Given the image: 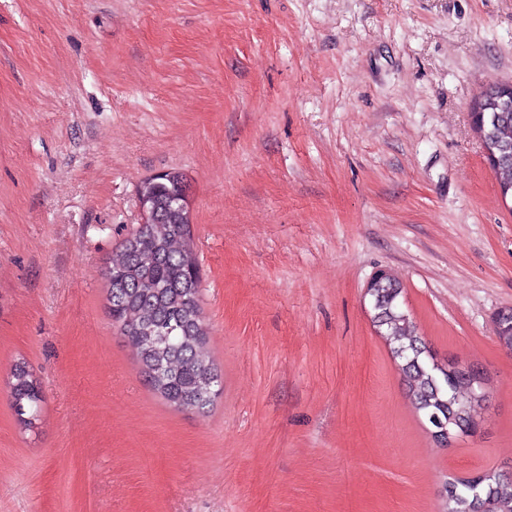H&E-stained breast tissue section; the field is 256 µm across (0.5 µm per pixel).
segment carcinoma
I'll return each instance as SVG.
<instances>
[{"label": "carcinoma", "mask_w": 512, "mask_h": 512, "mask_svg": "<svg viewBox=\"0 0 512 512\" xmlns=\"http://www.w3.org/2000/svg\"><path fill=\"white\" fill-rule=\"evenodd\" d=\"M478 131L495 155L494 170L503 196L512 194V96L490 87L481 98ZM141 193L156 207L153 223L125 239L106 268L109 313L136 350L151 387L179 411L202 410L221 393L222 379L205 355L200 276L185 221L183 175L167 172L147 180ZM375 322L391 345L415 408L432 428L448 422L456 433L471 423L473 395L482 392L485 373L450 364L440 366L414 335L399 302L401 288L391 278L370 291ZM499 343L512 352V310L500 313ZM11 407L27 429L38 421L42 391L23 364L12 373ZM444 512H512V476L487 471L446 482Z\"/></svg>", "instance_id": "1"}]
</instances>
